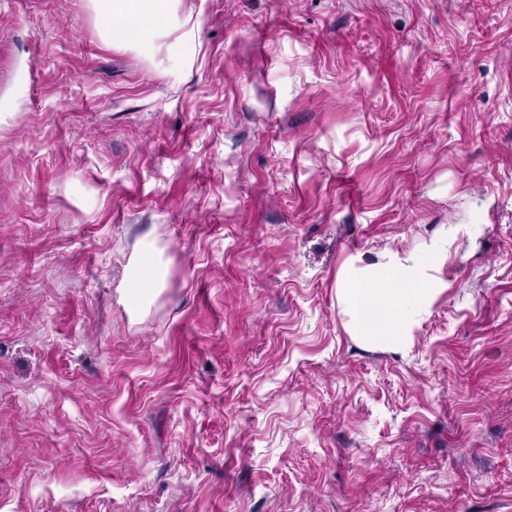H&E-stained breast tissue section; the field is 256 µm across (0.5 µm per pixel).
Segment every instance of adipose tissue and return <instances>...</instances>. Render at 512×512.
<instances>
[{
    "instance_id": "1",
    "label": "adipose tissue",
    "mask_w": 512,
    "mask_h": 512,
    "mask_svg": "<svg viewBox=\"0 0 512 512\" xmlns=\"http://www.w3.org/2000/svg\"><path fill=\"white\" fill-rule=\"evenodd\" d=\"M99 16L152 22L177 17L178 0H92ZM443 282L412 254L390 253L385 262L350 271L342 279L351 329L361 341L403 348L418 313L442 291Z\"/></svg>"
}]
</instances>
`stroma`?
<instances>
[{"label": "stroma", "instance_id": "1", "mask_svg": "<svg viewBox=\"0 0 512 512\" xmlns=\"http://www.w3.org/2000/svg\"><path fill=\"white\" fill-rule=\"evenodd\" d=\"M0 512H512V0H0ZM178 0H92L100 18L127 17L153 22L163 18L176 20ZM413 254L392 252L383 263L343 275L342 296L351 329L361 341L403 348L418 313L445 288Z\"/></svg>", "mask_w": 512, "mask_h": 512}]
</instances>
